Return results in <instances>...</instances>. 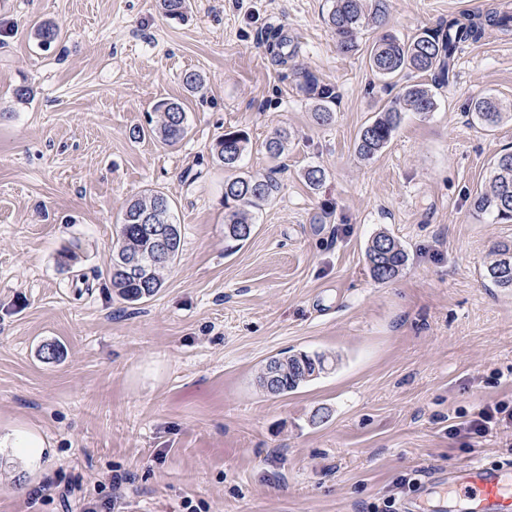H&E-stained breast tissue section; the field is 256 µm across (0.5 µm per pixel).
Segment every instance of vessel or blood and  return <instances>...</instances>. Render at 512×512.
<instances>
[{
    "instance_id": "b4317fda",
    "label": "vessel or blood",
    "mask_w": 512,
    "mask_h": 512,
    "mask_svg": "<svg viewBox=\"0 0 512 512\" xmlns=\"http://www.w3.org/2000/svg\"><path fill=\"white\" fill-rule=\"evenodd\" d=\"M462 493L457 512H512V464L474 465L450 473Z\"/></svg>"
}]
</instances>
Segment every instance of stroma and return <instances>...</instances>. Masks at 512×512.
Listing matches in <instances>:
<instances>
[{
	"instance_id": "stroma-1",
	"label": "stroma",
	"mask_w": 512,
	"mask_h": 512,
	"mask_svg": "<svg viewBox=\"0 0 512 512\" xmlns=\"http://www.w3.org/2000/svg\"><path fill=\"white\" fill-rule=\"evenodd\" d=\"M190 2L180 20L160 0H0V437L45 442L38 459L0 447V512H81L116 473L131 481L115 512H388L437 472L512 459V431L448 434L512 401V290L484 267L512 223L471 206L512 150V120L489 131L470 110L481 95L512 106V32L467 45L436 111L405 113L366 162L360 129L430 76L376 77L373 30L338 51L329 0ZM495 2L390 0L384 30L407 41ZM42 19L62 31L47 51L32 33ZM188 71L200 92L185 90ZM302 71L335 86L331 123L314 121ZM22 85L30 100L15 98ZM166 98L184 102L187 137L132 139ZM277 129L290 139L274 158ZM228 130L250 140L242 172L279 183L230 254L229 173L213 158ZM154 190L174 202L181 248L163 288L131 305L106 269L127 200ZM381 230L408 254L387 283L365 257ZM46 344L57 359H42ZM288 350L341 362L265 393L261 364ZM402 475L416 486L397 488Z\"/></svg>"
}]
</instances>
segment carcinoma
Masks as SVG:
<instances>
[{"instance_id":"cac0c4a2","label":"carcinoma","mask_w":512,"mask_h":512,"mask_svg":"<svg viewBox=\"0 0 512 512\" xmlns=\"http://www.w3.org/2000/svg\"><path fill=\"white\" fill-rule=\"evenodd\" d=\"M166 16L184 18L189 0H161ZM388 13V0H331L327 23L336 36L337 47L344 53L357 50L358 37L367 28H378ZM512 29V12L488 9L479 13H463L448 18L437 28L426 31L410 41H400L391 34L382 35L373 45L368 58L372 73L382 79H393L404 71L431 76L432 85L423 83L403 87L400 96L385 107L373 121L364 126L355 142V152L363 159H372L392 140L401 120L402 110L428 114L437 102L432 91L450 83L455 59L466 43L479 41L486 29ZM40 46H50L60 38L58 27L45 21L35 30ZM305 96L315 102L314 118L320 124L332 120L336 105V89L314 76L304 78L300 86ZM475 119L486 127H497L505 119L504 106L490 97H479L471 103ZM159 114L156 124L144 130L134 129L131 136L140 139L146 135L157 137L168 146L179 144L187 135L184 103L161 100L155 106ZM288 134L275 131L266 141L265 149L272 157L281 156L287 146ZM248 148V138L241 131H226L216 143L214 156L223 167L237 166ZM277 180L272 176L240 175L224 180V237L230 243L247 241L254 224L250 212L272 200L278 192ZM166 203L163 217L155 221L169 250L166 265L146 271L126 267V259L134 254H146L154 238L146 232L147 215L155 205ZM478 214L491 216L498 223L512 222V151L500 154L494 161L489 189L472 201ZM181 243L180 225L172 221V203L159 191L128 201L117 225L116 243L112 248L109 275L118 296L129 304H138L154 296L162 288L165 278L178 258ZM366 260L371 277L378 282L395 278L406 265L408 255L392 236L384 231L376 233L366 246ZM486 276L498 288H512V243L500 242L492 247L485 263ZM275 363L280 370L276 394L297 390L336 370V356L326 352H281L270 357L257 377L260 388H265L267 365Z\"/></svg>"}]
</instances>
